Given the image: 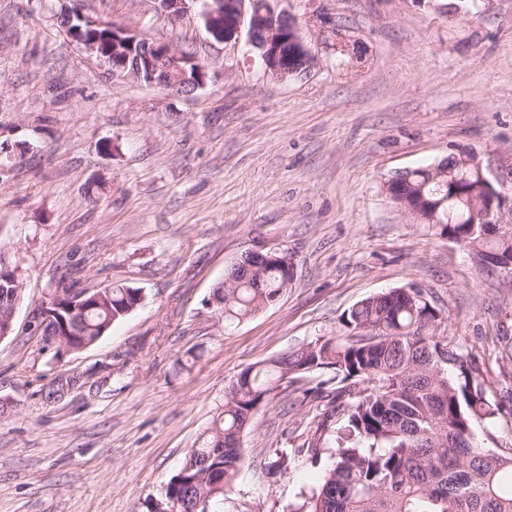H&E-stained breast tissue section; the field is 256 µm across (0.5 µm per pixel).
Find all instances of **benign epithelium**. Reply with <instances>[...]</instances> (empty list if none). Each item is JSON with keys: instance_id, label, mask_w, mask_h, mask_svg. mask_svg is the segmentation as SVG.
<instances>
[{"instance_id": "1", "label": "benign epithelium", "mask_w": 512, "mask_h": 512, "mask_svg": "<svg viewBox=\"0 0 512 512\" xmlns=\"http://www.w3.org/2000/svg\"><path fill=\"white\" fill-rule=\"evenodd\" d=\"M77 0H61L57 17L66 20L64 32L74 42L81 45L85 51L98 59L112 77H118L122 68L121 60L135 51L145 53L147 62L146 74L134 72L130 77L147 81L150 85L176 92L182 91L187 84L200 88L206 79V67L195 55L184 53L165 42L150 40L145 35L122 27H112L111 49H105L100 35L90 38L77 30L71 29L74 18L88 25L93 30L101 27V23L85 16L80 7L75 5ZM157 3L160 13L179 18L190 11L194 5L204 4L203 17L207 32L221 42L239 41L247 37L251 52H260V58L266 71L276 78L293 76L314 60L311 51L304 45L298 33L294 18L276 13L272 2L274 0H153ZM292 34L298 46L299 63L290 65L283 60L281 54V39L286 34ZM502 201L492 202L480 216V224H492L497 227L495 237L512 235V226L502 222L503 215L512 212V198L501 195ZM478 262L494 273L501 275L505 283L512 282V262H504L502 254L497 250H485L476 255Z\"/></svg>"}]
</instances>
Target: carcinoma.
I'll return each instance as SVG.
<instances>
[{"mask_svg": "<svg viewBox=\"0 0 512 512\" xmlns=\"http://www.w3.org/2000/svg\"><path fill=\"white\" fill-rule=\"evenodd\" d=\"M397 198L416 220L469 251L512 242L483 239L474 220L490 191L471 167L425 166L404 172ZM287 263L257 264L212 288L224 325L239 324L288 288ZM75 283L56 289L59 315L33 324L41 338L61 336L73 351L96 343L135 309L141 290L124 284L90 292L71 313ZM23 289L0 286V322ZM442 314L419 288H393L355 304L340 319L344 334L320 338L240 373L225 389L223 410L166 483L184 505L229 491L242 462L241 441L256 411L288 377L320 374L314 393L327 399L316 425L313 459L336 444L318 486L284 512H512V454L480 447L474 428L492 422L512 403V387L493 399L475 356L436 335Z\"/></svg>", "mask_w": 512, "mask_h": 512, "instance_id": "obj_1", "label": "carcinoma"}]
</instances>
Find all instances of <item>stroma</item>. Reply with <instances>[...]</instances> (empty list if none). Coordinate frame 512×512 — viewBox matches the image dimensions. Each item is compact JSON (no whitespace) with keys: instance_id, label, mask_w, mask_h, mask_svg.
I'll use <instances>...</instances> for the list:
<instances>
[{"instance_id":"obj_1","label":"stroma","mask_w":512,"mask_h":512,"mask_svg":"<svg viewBox=\"0 0 512 512\" xmlns=\"http://www.w3.org/2000/svg\"><path fill=\"white\" fill-rule=\"evenodd\" d=\"M277 0L314 56L280 80L200 9L83 0L91 17L197 53L176 94L112 78L58 27V0H0V250L25 272L0 339V512H140L181 467L244 369L322 336L378 292L422 289L438 335L498 394L512 288L402 212L396 172L465 151L512 194V0ZM355 50L337 58V36ZM294 263L282 296L233 326L211 290L245 253ZM67 278L124 283L142 304L96 344L57 354L31 331ZM75 383L52 397L60 379ZM319 381H281L242 438L218 512H283L320 481ZM289 469L276 473V449Z\"/></svg>"}]
</instances>
